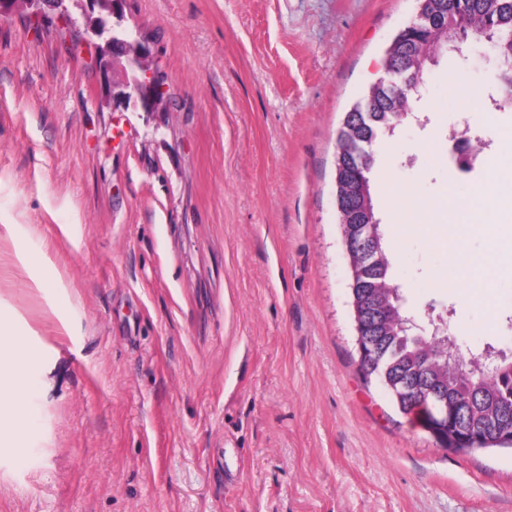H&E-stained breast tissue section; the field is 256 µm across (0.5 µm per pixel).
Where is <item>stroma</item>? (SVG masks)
Masks as SVG:
<instances>
[{
  "instance_id": "1",
  "label": "stroma",
  "mask_w": 512,
  "mask_h": 512,
  "mask_svg": "<svg viewBox=\"0 0 512 512\" xmlns=\"http://www.w3.org/2000/svg\"><path fill=\"white\" fill-rule=\"evenodd\" d=\"M416 10L124 0L170 99L153 115L105 102L84 19L0 23V309L60 354L0 512H512L511 448H441L359 370L338 134ZM494 74L485 47L445 55L371 172L404 311L450 314L475 354L512 348L488 178L512 111L484 94ZM452 131L480 149L465 179ZM433 202L444 235L471 226L455 249L422 229ZM55 270L77 303L69 333L35 286Z\"/></svg>"
}]
</instances>
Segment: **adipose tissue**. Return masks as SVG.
<instances>
[{"label": "adipose tissue", "instance_id": "ef3b65f1", "mask_svg": "<svg viewBox=\"0 0 512 512\" xmlns=\"http://www.w3.org/2000/svg\"><path fill=\"white\" fill-rule=\"evenodd\" d=\"M53 358L35 346L20 322L0 316V447L21 460L29 437L28 404L51 405Z\"/></svg>", "mask_w": 512, "mask_h": 512}]
</instances>
